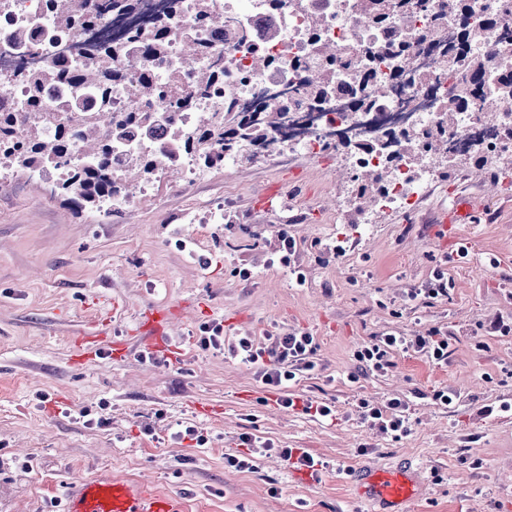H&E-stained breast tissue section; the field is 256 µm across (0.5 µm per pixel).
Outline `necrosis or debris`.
Masks as SVG:
<instances>
[{"label": "necrosis or debris", "instance_id": "obj_1", "mask_svg": "<svg viewBox=\"0 0 512 512\" xmlns=\"http://www.w3.org/2000/svg\"><path fill=\"white\" fill-rule=\"evenodd\" d=\"M213 11L222 16V26L195 23L196 0H178V9L167 28L166 48L162 57L154 58L137 49L133 58L152 72L160 84L178 82L190 89L199 70L220 65L224 69V92L197 99L188 108L179 109L177 123L181 128H193L200 113L236 102L244 103L263 91L290 87L302 89L304 71L294 65L298 59H312L316 43L335 48L337 54L351 56L357 67L374 69L378 87L391 82L392 63L379 56L390 28L407 25L429 35L433 40L447 39L457 23V0H431L430 11L403 13L393 11L389 29L364 27L359 22V0H303L294 7L283 0L280 8L267 6L265 0H252L249 9L238 7V0H212ZM47 0H10L8 11L0 13V76L11 74L19 65V55L8 39L16 27L38 25L51 27L46 14ZM199 41L206 47L195 63H186L182 47L186 40ZM274 58L275 66L257 68V56ZM450 73L447 68L425 70L422 80L410 87L417 98L434 97L433 106L415 110L417 127L434 126L445 108L444 91ZM288 150L312 158L333 156L340 159L344 170L355 174L389 165L391 177L379 195L374 212H414L428 190L440 177V170L415 161L406 150H399L393 162H386L377 148L345 150L319 137L279 142L277 151ZM374 212L357 213L355 221L369 224Z\"/></svg>", "mask_w": 512, "mask_h": 512}]
</instances>
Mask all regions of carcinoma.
Here are the masks:
<instances>
[{"mask_svg": "<svg viewBox=\"0 0 512 512\" xmlns=\"http://www.w3.org/2000/svg\"><path fill=\"white\" fill-rule=\"evenodd\" d=\"M49 8L61 30L78 32L96 25L104 16L123 15L129 10L130 0H48ZM428 0H359L361 24L384 26L394 8L409 13L417 7H427ZM460 23L456 42L440 48L436 62L449 64L458 78L448 86V107L441 113L438 125L421 130L409 127L402 134L387 133L406 149L415 152L421 164H438L446 175L464 165L494 172L502 157L486 154L475 146L469 156H448V130L458 120V109L465 104H476L478 112L488 123H496L501 105V94H512V67L498 73L497 92L485 90L483 74L495 56V45L488 33L494 31L507 39L512 36V5H503L500 13L489 18L482 28H473L467 21V0H459ZM165 18L136 30L125 42L113 38L102 39V44L87 54L78 67L67 66L54 59L17 75L27 87V112L0 109V172L21 171L38 174L50 183L51 193L64 197L76 212L101 210L115 191L111 172L125 185L147 182L156 175L153 156L138 148L140 140L152 136L154 129L173 121V113L113 112L111 111L112 81L127 78L126 94L130 102L157 97L162 90L153 75L140 68L129 55L141 46L155 56L163 53L166 45ZM425 36L408 26L394 29L384 54L396 64L400 77L411 61L414 46ZM485 46L482 54L472 52V46ZM298 67L306 73V94L311 106L327 101L335 93L336 71L349 70L352 62L342 61L328 46H318L317 61L301 62ZM224 72L215 65L198 72L193 88L183 93L177 87L168 88L177 104L188 106L196 97H204L223 85ZM48 94L56 95L57 111L44 109ZM283 107L274 109L266 95L238 106L231 104L225 111L202 112L191 131L172 128V140L167 149L169 158L176 162L182 156L196 157L206 168L223 166L224 156L238 163H251L256 156L271 149L275 135L282 134L292 119L291 99L275 94ZM353 102L370 110L378 97L369 91L368 81L359 80L352 88ZM79 143L84 160L75 165L69 180L55 177L54 171L71 162L70 151ZM389 177L384 166L365 171L353 177L356 199L376 201Z\"/></svg>", "mask_w": 512, "mask_h": 512, "instance_id": "obj_1", "label": "carcinoma"}]
</instances>
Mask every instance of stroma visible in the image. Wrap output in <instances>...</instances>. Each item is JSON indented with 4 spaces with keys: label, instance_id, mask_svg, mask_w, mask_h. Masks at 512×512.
I'll return each mask as SVG.
<instances>
[{
    "label": "stroma",
    "instance_id": "1",
    "mask_svg": "<svg viewBox=\"0 0 512 512\" xmlns=\"http://www.w3.org/2000/svg\"><path fill=\"white\" fill-rule=\"evenodd\" d=\"M337 169L288 155L211 168L190 185L157 179L118 216L74 213L23 172L0 182V512H51L72 479L108 476L178 495L183 512H362L346 470L405 460L419 489L404 512H512V414L498 410L512 400V334L493 329L512 322V193L464 168L415 214L352 228ZM461 195L479 211L441 227ZM263 196L276 208L258 207ZM218 202L231 223L210 222ZM439 275L447 295L413 298ZM151 307L177 310L168 342L179 358L149 357L134 335ZM213 319L229 336L310 331L319 368L295 391L334 405L335 420L283 409L255 368L201 349L199 327ZM434 329L448 336L447 360L400 351L385 375L358 374L362 345ZM86 336L96 346H81ZM438 389L454 392L451 405L433 400ZM360 398L408 399L411 432L369 430ZM85 408L105 425L85 424ZM180 422L206 447L174 443ZM245 432L276 447L253 472L224 464ZM282 448L327 467L299 480Z\"/></svg>",
    "mask_w": 512,
    "mask_h": 512
}]
</instances>
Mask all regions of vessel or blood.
Masks as SVG:
<instances>
[{
    "mask_svg": "<svg viewBox=\"0 0 512 512\" xmlns=\"http://www.w3.org/2000/svg\"><path fill=\"white\" fill-rule=\"evenodd\" d=\"M167 313L161 308L144 312L140 329L149 335L151 350L165 346ZM417 480L410 467L369 471L358 480L357 493L372 505L398 506L412 499ZM64 512H182L177 497L149 491L140 484L119 478L72 481Z\"/></svg>",
    "mask_w": 512,
    "mask_h": 512,
    "instance_id": "vessel-or-blood-1",
    "label": "vessel or blood"
}]
</instances>
